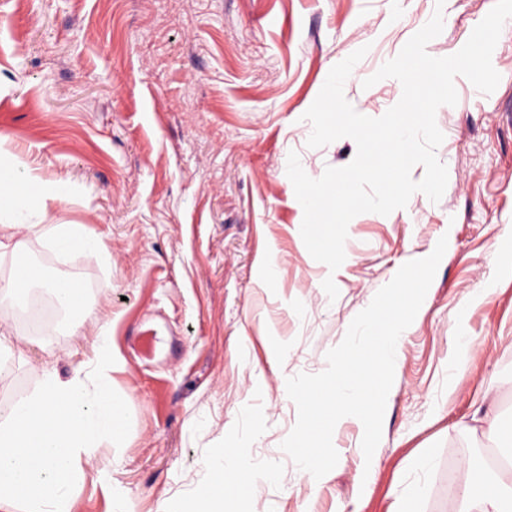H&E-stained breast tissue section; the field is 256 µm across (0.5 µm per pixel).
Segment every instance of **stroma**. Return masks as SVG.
<instances>
[{
  "label": "stroma",
  "mask_w": 512,
  "mask_h": 512,
  "mask_svg": "<svg viewBox=\"0 0 512 512\" xmlns=\"http://www.w3.org/2000/svg\"><path fill=\"white\" fill-rule=\"evenodd\" d=\"M495 0H0V133L46 181L70 179L47 224H86L110 262L59 257L36 238L27 255L80 281L97 303L46 328L9 310L0 359V420L49 367L82 366L99 316L112 317V386L131 412L122 446L102 441L84 466L73 512H184L209 484L208 465L258 428L250 453L274 468L248 512H398L414 482L418 512H461L448 489L463 462L492 458L476 434L487 416L512 423V19L492 55L491 94L464 76L440 107L436 155L448 170L439 202L421 192L348 226L337 271L314 260L287 176L343 167L352 139L321 148L304 113L330 69L359 48L344 85L356 111L383 115L402 86L365 78L396 57L435 10L443 30L428 54L456 53ZM447 250L402 344L382 439L365 466L363 430L336 427L339 460L302 476L280 445L297 419L283 377L318 373L353 318L406 262ZM278 278L261 281L264 257ZM333 277L339 290L322 287ZM487 299H479L482 290ZM468 338L465 357L452 339ZM287 347L269 349L271 337ZM429 457L427 469L416 466Z\"/></svg>",
  "instance_id": "stroma-1"
}]
</instances>
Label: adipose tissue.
I'll list each match as a JSON object with an SVG mask.
<instances>
[{
    "instance_id": "obj_1",
    "label": "adipose tissue",
    "mask_w": 512,
    "mask_h": 512,
    "mask_svg": "<svg viewBox=\"0 0 512 512\" xmlns=\"http://www.w3.org/2000/svg\"><path fill=\"white\" fill-rule=\"evenodd\" d=\"M67 181L58 178L41 180L20 171L17 163L0 159V257H24L28 238L40 240L58 256L78 251L94 258H105L102 240L83 224H45L26 221L28 212L44 211L48 204L67 201ZM46 288L59 307L73 314L91 312L86 291L69 277L48 278L43 266L29 262L22 275H14L0 285V300H25L32 290ZM489 436L499 449L508 453L506 460L495 465L465 463L462 467V494L468 512H512V429L502 428L497 420L489 422ZM215 478L231 477L242 481L244 488L270 479L268 470L256 466L241 445L225 449L213 464Z\"/></svg>"
}]
</instances>
